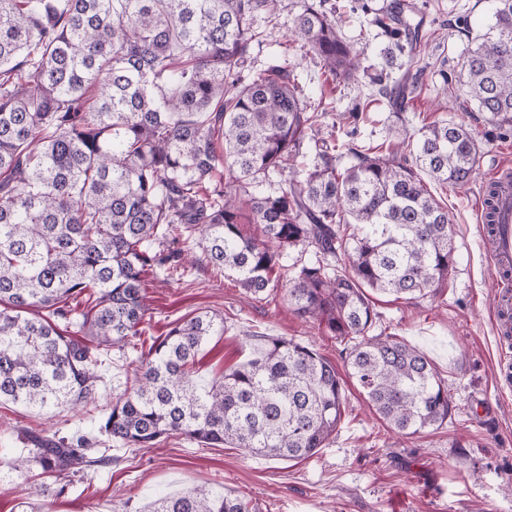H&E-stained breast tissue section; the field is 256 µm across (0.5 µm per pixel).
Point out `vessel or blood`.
<instances>
[{
  "mask_svg": "<svg viewBox=\"0 0 512 512\" xmlns=\"http://www.w3.org/2000/svg\"><path fill=\"white\" fill-rule=\"evenodd\" d=\"M483 188L494 193L492 204H480L478 212L485 252L496 282L498 333L508 338L512 336V166L497 165Z\"/></svg>",
  "mask_w": 512,
  "mask_h": 512,
  "instance_id": "1",
  "label": "vessel or blood"
}]
</instances>
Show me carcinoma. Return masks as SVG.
<instances>
[{
	"instance_id": "1",
	"label": "carcinoma",
	"mask_w": 512,
	"mask_h": 512,
	"mask_svg": "<svg viewBox=\"0 0 512 512\" xmlns=\"http://www.w3.org/2000/svg\"><path fill=\"white\" fill-rule=\"evenodd\" d=\"M279 0H0V402L38 412L95 400L97 368L144 333L147 271L183 267L162 246L177 224H201L209 264L258 297L279 288L288 249L314 261L289 279L294 313L347 343L345 360L371 409L415 435L448 421L445 385L423 352L371 336L368 291L434 295L448 279L454 241L448 210L421 174L463 187L479 149L463 123L418 129L412 159L397 147L349 148L339 166L321 136L320 106L304 100L288 59L250 80L239 65ZM303 0L292 37L335 80L359 60L325 8ZM493 23L462 63L467 100L512 123V0H494ZM396 0L371 24L406 53L407 68L377 81L406 108L422 41ZM317 164L297 168L304 140ZM290 180L255 193L274 174ZM344 224L354 225L345 234ZM342 257L344 269L331 260ZM224 319L176 323L137 358V387L95 418L96 433L42 438L14 468L57 481L112 461L98 446L151 448L174 435L274 460L312 456L338 431L345 385L314 347L253 336L250 356L199 384L191 365ZM149 512H250L232 492L190 489Z\"/></svg>"
}]
</instances>
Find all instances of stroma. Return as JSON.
Masks as SVG:
<instances>
[{"instance_id":"stroma-1","label":"stroma","mask_w":512,"mask_h":512,"mask_svg":"<svg viewBox=\"0 0 512 512\" xmlns=\"http://www.w3.org/2000/svg\"><path fill=\"white\" fill-rule=\"evenodd\" d=\"M337 29L360 56L350 80H332L307 48L293 40L291 26L302 0H281L279 11L259 15L258 43L243 64V75L287 55L299 87L323 103V133L357 145L394 147L398 131L448 119L465 123L480 158L462 188L427 181L432 196L448 210L455 262L436 295L395 298L374 294L378 319L373 334L396 336L421 350L447 382L451 415L444 425L414 436L391 430L370 412L354 384H347L345 410L326 448L303 460H270L240 448H209L170 438L151 448H112V465L74 477L62 487L50 483L48 512H146L154 499L191 488L229 491L249 499L256 512H512V388L498 381L499 362L512 356V342H500L494 326V283L477 223L478 194L494 162L512 164V125L491 123L466 100L460 74L463 55L473 47L492 15L494 0H412V21L426 43L423 73L406 111L387 102L368 105L374 79L392 47L371 19L388 0H334ZM185 276L147 275L144 293L151 327L144 340L165 335L195 312L222 317L224 333L205 344L195 378L211 380L249 354L253 333L285 336L313 344L347 376L344 342L321 333L288 308L286 288L260 298L245 296L231 276L202 259ZM132 349H116L100 368L101 382L91 412L59 409L39 414L0 406V512H30L29 487L36 469L14 468L26 433L93 432L94 419L134 385Z\"/></svg>"}]
</instances>
